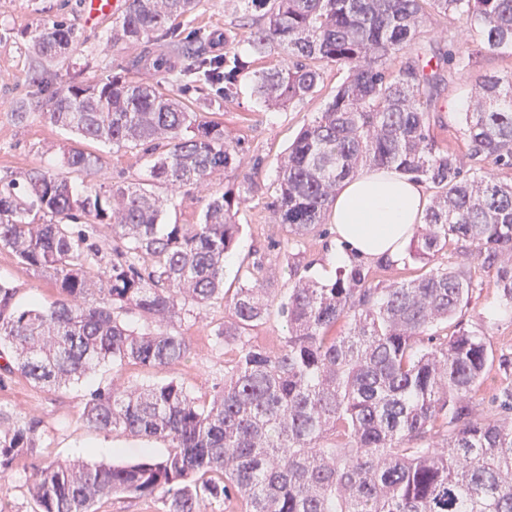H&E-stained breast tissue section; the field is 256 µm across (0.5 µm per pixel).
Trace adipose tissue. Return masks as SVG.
<instances>
[{"label":"adipose tissue","mask_w":512,"mask_h":512,"mask_svg":"<svg viewBox=\"0 0 512 512\" xmlns=\"http://www.w3.org/2000/svg\"><path fill=\"white\" fill-rule=\"evenodd\" d=\"M429 203L425 185L387 166L372 165L345 180L330 207L336 249L329 259H400Z\"/></svg>","instance_id":"ef3b65f1"}]
</instances>
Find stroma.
Masks as SVG:
<instances>
[{"label": "stroma", "instance_id": "stroma-1", "mask_svg": "<svg viewBox=\"0 0 512 512\" xmlns=\"http://www.w3.org/2000/svg\"><path fill=\"white\" fill-rule=\"evenodd\" d=\"M82 0H0V181L18 178L34 167L57 168L62 153L76 136L50 123L45 112L48 97L74 84L104 83L112 77L134 72L136 77L154 81L151 63L131 69V60L140 46L116 41L110 18L90 27L83 20ZM243 0H200L197 7L180 20L181 36L205 34L208 48L224 45L225 33L243 40L249 35L244 23ZM59 22L70 28L73 39L65 54L46 62L35 48V38L46 23ZM427 40H444L456 51L470 54L466 67L448 70L447 88L432 114L431 127L440 145L463 152L459 106L470 96L473 78L479 74H512V55L477 53L479 36L470 25H449L431 18L423 25ZM345 73L330 67L321 90L303 101L285 107H270L255 94L249 81H242L239 94L227 102L216 90L199 84H181L176 91L207 120L223 122L225 132L240 143L239 167L228 174L217 173L208 186L155 187L168 224H195L210 194L227 187H239L252 177L256 187L236 216L241 231L225 267V287L237 288L254 266H261L268 287L285 291L289 286L287 260L306 264L307 276L324 283L336 277V269L326 262L334 248L331 231L298 242L289 241L284 227L277 224L270 204L274 198L277 161L299 131L321 112ZM104 162L102 174L84 177L93 187L105 182L130 181L144 173L142 161L126 148L100 144L96 147ZM451 268H474L472 297L458 318L469 328L484 331L496 364L474 394L476 416L494 408L502 388L512 386V313L504 311L491 275L478 271L473 245L459 243L440 255ZM0 279L9 281L18 293L16 301L25 306L55 300L57 291L50 272L18 263L13 254L0 250ZM223 303L195 309L181 330L191 344V353L172 368L155 371L139 365L99 368L85 384L43 390L20 374L0 377V408L18 412L39 423L37 460L80 458L91 463H128L144 458H160L167 452L165 442L121 432L89 428L82 418L84 405L93 389L112 384H152L170 380L183 384L195 397L211 399L224 381V347L214 341V326L229 320ZM33 479L29 469L16 468L0 475V512H34L28 493Z\"/></svg>", "mask_w": 512, "mask_h": 512}]
</instances>
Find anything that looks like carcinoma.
<instances>
[{
  "label": "carcinoma",
  "mask_w": 512,
  "mask_h": 512,
  "mask_svg": "<svg viewBox=\"0 0 512 512\" xmlns=\"http://www.w3.org/2000/svg\"><path fill=\"white\" fill-rule=\"evenodd\" d=\"M243 2L260 11L246 55L231 45L213 59L191 40L189 67L172 73L158 60L153 85L119 76L52 97L51 123L142 154L146 182L79 193L69 175L99 171L103 160L72 147L58 170L31 168L23 183L0 185V250L52 272L59 294L21 308L17 288L0 282V373L55 390L106 363L162 371L190 354L175 325L191 305L220 300L232 313L214 331L224 339V386L211 401L171 380L99 387L84 406L89 427L163 440L167 455L36 465L37 512H98L116 497L159 499L163 512H205L212 502L224 512H512V421L472 408L493 351L477 329L448 330L470 303L472 271L435 264L460 241L475 245L512 309V76L475 78L462 113L466 170L430 123L457 53L437 41L417 45L423 21L436 15L478 28L486 54L511 52L512 0ZM197 3L129 0L112 40L171 35ZM72 38L54 22L36 46L52 61ZM273 51L277 66L254 68ZM331 66L347 74L280 158L272 212L288 235L314 234L342 181L367 165L391 166L432 189L407 248L420 273L383 287L373 269L397 262L354 261L327 284L288 262L292 286L279 305L286 334L273 351L246 338L268 317L272 289L255 277L224 292L236 215L254 182L210 195L197 224L161 223L149 186L199 188L239 166L224 126L202 120L175 84L218 80L227 102L246 77L265 103L286 107L317 93ZM103 234L119 242L109 261L96 241ZM133 312L145 330L125 322ZM37 437V421L0 409V473L33 455Z\"/></svg>",
  "instance_id": "carcinoma-1"
}]
</instances>
